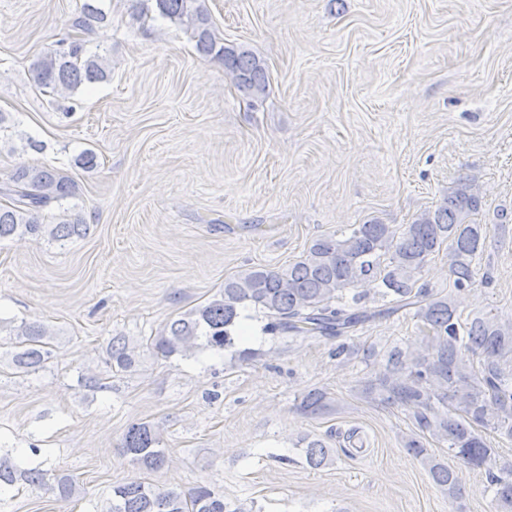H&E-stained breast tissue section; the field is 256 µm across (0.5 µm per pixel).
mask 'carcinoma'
<instances>
[{
  "label": "carcinoma",
  "instance_id": "carcinoma-1",
  "mask_svg": "<svg viewBox=\"0 0 512 512\" xmlns=\"http://www.w3.org/2000/svg\"><path fill=\"white\" fill-rule=\"evenodd\" d=\"M132 9L147 14L150 8L185 27L192 34L197 53L224 63V73L246 96L262 97L268 90L265 63L242 46H226L218 37L208 12L198 0H131ZM104 10L83 3L70 24L71 34L58 48L30 66L33 83L42 91L74 92L85 83L108 78L102 57L83 58V35L104 21ZM74 193V184L59 169L21 165L0 188V241L23 236H46L55 242L81 237L89 230L76 215L56 224L44 223V211ZM480 207L474 188L463 183L448 194L443 205L426 211L410 224L394 226L369 221L352 224L348 233L313 241L303 256L286 268L251 267L224 279V288L211 301L167 323L147 339L152 353L166 359L191 357L203 350L217 354L235 347L241 313L251 308L262 313L263 332L272 337L343 336L376 316L359 307L360 297L346 292L362 284H376L380 295L394 308L412 306L428 330L422 351L398 347L388 353L380 378V395L391 404L413 412L419 430L448 442V450L467 465L488 472L493 502L498 512H512V461L500 460L478 428H491L512 438V370L503 362L512 359V323L492 317L462 321L455 303L419 284L428 258L442 250L448 254L452 288L461 293L474 285L473 263L486 237L484 225L473 221ZM12 364L21 373H36L51 358V334L39 322L23 321L16 328ZM480 352L476 368L468 353ZM110 366L127 372L135 365L125 337L114 336L108 350ZM323 394H306L299 405L307 415L323 407ZM163 439L150 422L131 424L124 434L123 451L140 469L157 471L167 463ZM408 454L428 466L434 483L455 499L460 494L458 475L428 452L416 437L405 443ZM314 468L326 465L330 450L320 440L304 448ZM23 482L32 487L53 483L62 499L71 498L74 480L39 466L22 468L0 462V488ZM106 512H247L208 484L186 491L132 480L112 487Z\"/></svg>",
  "mask_w": 512,
  "mask_h": 512
}]
</instances>
